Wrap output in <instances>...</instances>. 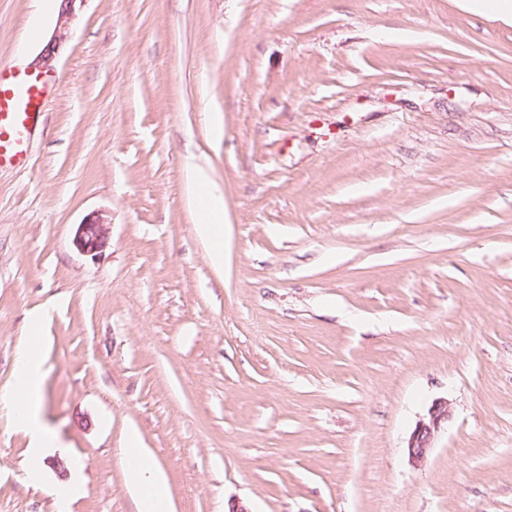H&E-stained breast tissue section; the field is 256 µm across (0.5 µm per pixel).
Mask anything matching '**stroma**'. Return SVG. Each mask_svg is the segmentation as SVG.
Returning <instances> with one entry per match:
<instances>
[{
	"label": "stroma",
	"mask_w": 512,
	"mask_h": 512,
	"mask_svg": "<svg viewBox=\"0 0 512 512\" xmlns=\"http://www.w3.org/2000/svg\"><path fill=\"white\" fill-rule=\"evenodd\" d=\"M0 0V65L55 32ZM24 169H0V390L42 323L0 512H512V22L494 0H85ZM224 197V265L189 166ZM107 247L81 252L91 212ZM447 424L422 466L407 440ZM109 225L106 217L99 211L92 212L78 224L75 231V243L80 251L96 255L107 245ZM43 345L41 330H30L17 352L16 382L11 389L0 392V404L11 413L15 424L28 434L35 458H40L46 448H57L52 447L56 444L55 435L41 418L45 377ZM448 402L445 399L435 401L428 412V419L421 420L412 431L407 442L408 460L413 465H421L431 449L435 434L442 424L448 422ZM123 453L126 459V487L136 504L137 512H174L166 476L144 448L135 428L126 431Z\"/></svg>",
	"instance_id": "1"
}]
</instances>
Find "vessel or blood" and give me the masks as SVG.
<instances>
[{
	"label": "vessel or blood",
	"instance_id": "vessel-or-blood-1",
	"mask_svg": "<svg viewBox=\"0 0 512 512\" xmlns=\"http://www.w3.org/2000/svg\"><path fill=\"white\" fill-rule=\"evenodd\" d=\"M47 78L0 66V168L28 164L31 134L43 117Z\"/></svg>",
	"mask_w": 512,
	"mask_h": 512
}]
</instances>
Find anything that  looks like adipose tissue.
Listing matches in <instances>:
<instances>
[{"instance_id": "adipose-tissue-1", "label": "adipose tissue", "mask_w": 512, "mask_h": 512, "mask_svg": "<svg viewBox=\"0 0 512 512\" xmlns=\"http://www.w3.org/2000/svg\"><path fill=\"white\" fill-rule=\"evenodd\" d=\"M224 216V198L208 194L198 205L196 231L210 242V259L215 266L224 264V242L219 232ZM44 338L40 330H30L15 360L16 382L0 392V407L11 413L16 425L30 438L34 457H41L46 448L55 446L56 438L41 418L42 384L45 377ZM126 487L136 504L137 512H173L166 476L144 448L137 429H128L124 437Z\"/></svg>"}]
</instances>
